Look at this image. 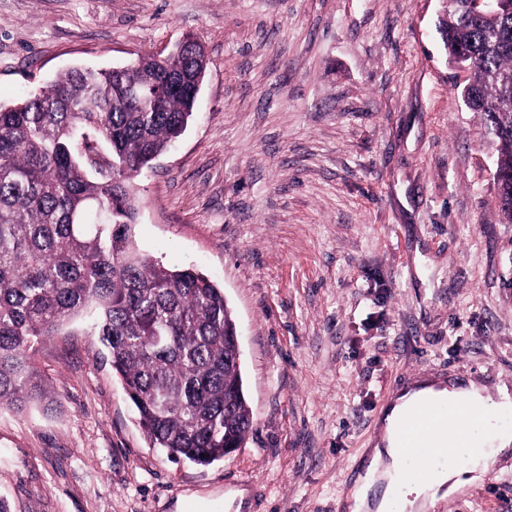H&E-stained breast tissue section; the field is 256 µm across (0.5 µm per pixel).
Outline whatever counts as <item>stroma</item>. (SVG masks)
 <instances>
[{
    "mask_svg": "<svg viewBox=\"0 0 512 512\" xmlns=\"http://www.w3.org/2000/svg\"><path fill=\"white\" fill-rule=\"evenodd\" d=\"M445 0H0V103L184 37L208 68L136 182L140 251L224 290L251 428L202 467L148 446L88 320L0 409L11 512H342L381 411L424 378L512 389L497 144L439 33ZM431 512H512V450Z\"/></svg>",
    "mask_w": 512,
    "mask_h": 512,
    "instance_id": "obj_1",
    "label": "stroma"
}]
</instances>
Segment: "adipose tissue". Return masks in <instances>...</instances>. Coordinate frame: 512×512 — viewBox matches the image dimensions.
Returning a JSON list of instances; mask_svg holds the SVG:
<instances>
[{"instance_id":"adipose-tissue-1","label":"adipose tissue","mask_w":512,"mask_h":512,"mask_svg":"<svg viewBox=\"0 0 512 512\" xmlns=\"http://www.w3.org/2000/svg\"><path fill=\"white\" fill-rule=\"evenodd\" d=\"M431 402L441 406L467 404L477 411L488 426L485 446L471 454V466L447 468L433 465L426 481L417 482L407 478V464L398 456L399 431L411 411L417 405ZM512 412V392L500 390L497 397L484 395L475 383H442L426 380L403 389L399 396L383 412L381 422L385 436L381 445L373 450L368 468L369 476L355 486L348 496L350 512H365L376 507L377 512H424L425 508L460 488L475 482L473 466L487 462L490 458L512 448V433L502 430L496 423L498 417ZM381 475L388 481L390 490H398V497L383 495L378 503H370L369 491L373 475Z\"/></svg>"}]
</instances>
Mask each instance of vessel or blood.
<instances>
[{
  "instance_id": "obj_1",
  "label": "vessel or blood",
  "mask_w": 512,
  "mask_h": 512,
  "mask_svg": "<svg viewBox=\"0 0 512 512\" xmlns=\"http://www.w3.org/2000/svg\"><path fill=\"white\" fill-rule=\"evenodd\" d=\"M456 421L455 432L448 445L436 444L434 434L442 428L446 418ZM472 412L467 405H457L446 411L431 405L415 410L406 424L400 454L404 457L426 456L441 463L464 462V449L480 447L482 435L470 427Z\"/></svg>"
}]
</instances>
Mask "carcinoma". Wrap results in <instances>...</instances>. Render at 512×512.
I'll return each mask as SVG.
<instances>
[{
    "label": "carcinoma",
    "instance_id": "carcinoma-1",
    "mask_svg": "<svg viewBox=\"0 0 512 512\" xmlns=\"http://www.w3.org/2000/svg\"><path fill=\"white\" fill-rule=\"evenodd\" d=\"M466 106L499 143L512 223V11L443 20ZM206 56L141 55L124 69L72 68L0 104V407H48L38 346L76 317L95 332L149 446L209 465L251 427L224 289L137 247L134 181L186 130ZM108 149L102 157L98 146Z\"/></svg>",
    "mask_w": 512,
    "mask_h": 512
}]
</instances>
